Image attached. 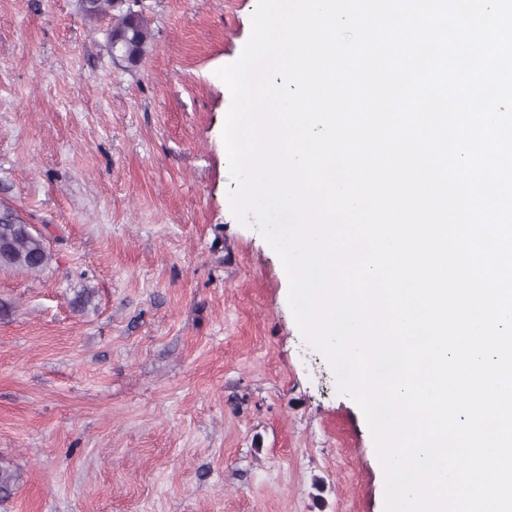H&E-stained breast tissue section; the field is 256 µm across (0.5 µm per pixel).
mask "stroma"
<instances>
[{
  "mask_svg": "<svg viewBox=\"0 0 512 512\" xmlns=\"http://www.w3.org/2000/svg\"><path fill=\"white\" fill-rule=\"evenodd\" d=\"M125 4L135 66L81 0H0V205L52 255L0 270V512H384L363 413L231 210L216 71L252 0ZM151 40L152 29L143 15L130 12L117 15L110 32V47L112 52L117 50L116 58L134 65L140 63Z\"/></svg>",
  "mask_w": 512,
  "mask_h": 512,
  "instance_id": "35a3bbf8",
  "label": "stroma"
}]
</instances>
